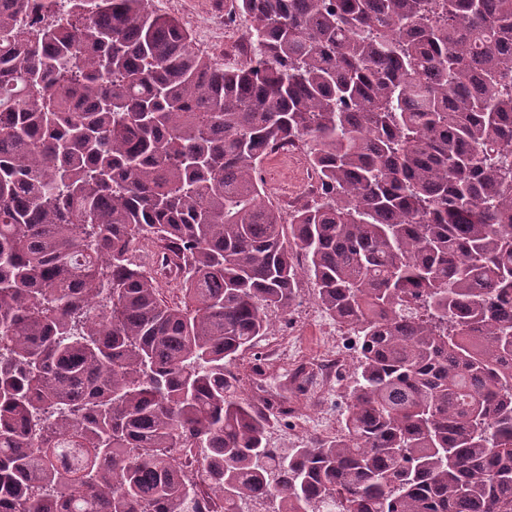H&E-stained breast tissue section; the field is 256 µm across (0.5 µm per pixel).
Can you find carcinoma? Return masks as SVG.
<instances>
[{
  "label": "carcinoma",
  "mask_w": 512,
  "mask_h": 512,
  "mask_svg": "<svg viewBox=\"0 0 512 512\" xmlns=\"http://www.w3.org/2000/svg\"><path fill=\"white\" fill-rule=\"evenodd\" d=\"M232 2L237 66L148 0H0V512H512V0ZM303 274L358 356L283 450L230 366ZM281 153L288 154V156H279L275 163L288 170V173H295L296 189H302L303 195L309 202L318 198L321 184L317 175L308 168H306V173L304 174L295 161L289 157V151H283ZM276 164H271L267 160L263 162L259 176L261 175L260 178H263H261V180L269 200L274 203L282 213L281 207L283 204L292 205L294 208L305 203V201L296 199V197L293 196V189L290 188L288 176L277 167Z\"/></svg>",
  "instance_id": "carcinoma-1"
}]
</instances>
